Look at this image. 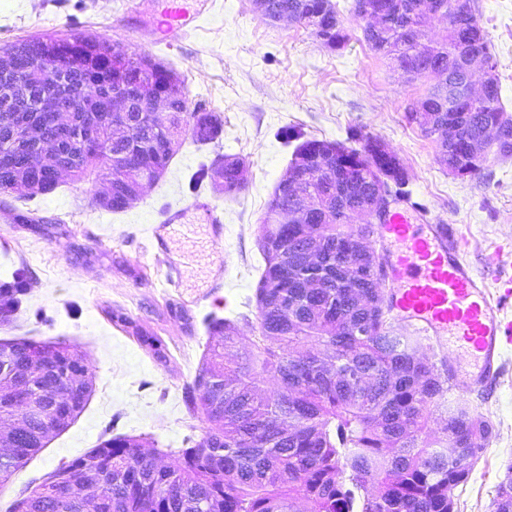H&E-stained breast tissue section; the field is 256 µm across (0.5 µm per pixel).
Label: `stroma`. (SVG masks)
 I'll return each instance as SVG.
<instances>
[{
	"mask_svg": "<svg viewBox=\"0 0 512 512\" xmlns=\"http://www.w3.org/2000/svg\"><path fill=\"white\" fill-rule=\"evenodd\" d=\"M474 5L512 114V0ZM170 6L171 0H0V46L40 35H100L172 70L190 107L220 112L224 120L218 141L185 139L166 174L121 212L98 207L89 182L67 176L47 194H0V277L22 266L29 281L20 311L0 321V340L66 341L93 383L78 417L0 483V512H12L49 473L112 436L147 441L164 463L176 459L186 439H200L203 424L190 414L185 392L212 339L207 316L237 325L231 355L249 352L258 334L256 288L265 269L259 227L292 154L276 136L283 126L340 143L352 126L378 136L406 167L414 201L431 220L458 227L477 276L490 280L497 265H512V158L493 159L471 178L442 167L432 139L405 112L430 79L409 81L394 70L366 43L363 21L343 16L349 40L332 50L304 25L263 20L251 0H182L195 27L162 41L155 24ZM221 155L246 160L244 189L227 195L206 182L190 189L199 166ZM197 200L222 214L223 241L214 240L205 213L193 206ZM170 208L186 209L194 232L169 235L162 254L151 244V229ZM28 210L64 224L67 235L48 238L16 224V213ZM175 262L174 288L166 277ZM114 311L128 324L112 321ZM140 327L163 338L165 361L138 343ZM507 357L500 384L468 398L495 435L468 485L453 490L455 512H493L496 486L512 467V344Z\"/></svg>",
	"mask_w": 512,
	"mask_h": 512,
	"instance_id": "35a3bbf8",
	"label": "stroma"
}]
</instances>
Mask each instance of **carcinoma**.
<instances>
[{
  "label": "carcinoma",
  "instance_id": "carcinoma-1",
  "mask_svg": "<svg viewBox=\"0 0 512 512\" xmlns=\"http://www.w3.org/2000/svg\"><path fill=\"white\" fill-rule=\"evenodd\" d=\"M386 18L377 27L366 25L363 36L391 66L414 78L437 71L442 81L408 104L410 122L434 138L436 158L448 170L476 176L490 159L462 153L443 134L450 125L460 139L477 140L488 126L499 123L505 109L500 87L471 100L465 96L448 107V87L470 82V50L490 52L471 0H385ZM268 21L300 13L301 0H268ZM325 25L336 29L340 49L348 40L339 5L329 3ZM446 22L436 42L428 37L434 20ZM62 57H80L84 66L71 80L88 90L77 93L71 118L86 112L98 116V133L112 144V156H88L77 146L66 162L73 178L139 185L144 166L169 163L168 141L190 135L211 143L221 137L219 113L188 110L186 100L167 102L166 121H138L140 97L164 93L176 79L164 66L141 57L125 60V92L132 110L112 111L113 46L106 39L76 34L68 38L35 37L0 47V193L27 175L28 164L12 136L15 121L34 120L49 138L59 121L52 110L36 103L50 85L60 63L49 61L17 86L14 71L23 70L47 47ZM278 137L293 146L288 168L303 174L294 187L279 182L260 226L259 243L265 270L256 289L258 336L253 350L230 359L238 329L227 318L213 317L210 346L193 386L188 409L202 418L203 435L169 465H161L143 443L117 436L102 441L83 456L61 465L41 486L69 489L65 508L45 492L25 498L27 512H453L451 491L468 482L472 467H459L445 448L453 439L471 447L476 423L463 403L448 405L460 411L428 438L432 407L448 394V378L437 363L421 353L420 338L394 325L392 308L382 312L384 293L371 271V254L357 244L360 226L353 214L386 181L394 201L410 202L408 174L397 155H373L378 137L360 127L348 131L359 147L340 145L342 153L323 152L325 140L310 138L289 126ZM371 164L362 178L346 175V159ZM245 184L234 165L224 166V193ZM304 206L320 212V223L289 224L286 213ZM15 221L44 235H65L62 224H46L32 213ZM24 272L0 284V316L8 318L25 294ZM361 325L366 335L355 336L346 324ZM139 343L160 362L167 358L163 340L154 333L136 332ZM63 341L0 342V417L7 428L0 434V481L8 479L41 448L54 432V415L66 409V399L80 400L84 383L77 373L83 361L74 358L67 369L56 361L66 357ZM277 389H265L267 379ZM36 399L41 410L31 412L26 401ZM494 512H512V467L499 482Z\"/></svg>",
  "mask_w": 512,
  "mask_h": 512
}]
</instances>
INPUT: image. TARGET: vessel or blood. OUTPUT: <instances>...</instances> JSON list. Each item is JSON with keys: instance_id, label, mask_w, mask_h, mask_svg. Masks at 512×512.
Listing matches in <instances>:
<instances>
[{"instance_id": "1", "label": "vessel or blood", "mask_w": 512, "mask_h": 512, "mask_svg": "<svg viewBox=\"0 0 512 512\" xmlns=\"http://www.w3.org/2000/svg\"><path fill=\"white\" fill-rule=\"evenodd\" d=\"M392 254V312L429 338L448 370L450 392L469 395L496 384L512 343V270L499 267L496 288L476 277L455 225L430 220L421 205L393 211L379 225Z\"/></svg>"}]
</instances>
